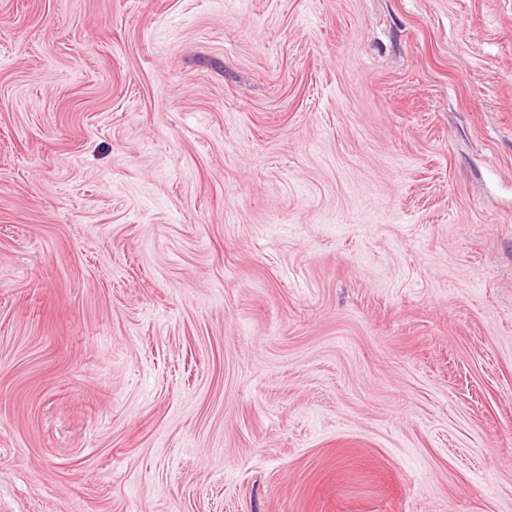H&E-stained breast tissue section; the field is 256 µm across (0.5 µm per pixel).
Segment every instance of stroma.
Wrapping results in <instances>:
<instances>
[{
	"label": "stroma",
	"instance_id": "stroma-1",
	"mask_svg": "<svg viewBox=\"0 0 512 512\" xmlns=\"http://www.w3.org/2000/svg\"><path fill=\"white\" fill-rule=\"evenodd\" d=\"M0 512H512V0H0Z\"/></svg>",
	"mask_w": 512,
	"mask_h": 512
}]
</instances>
